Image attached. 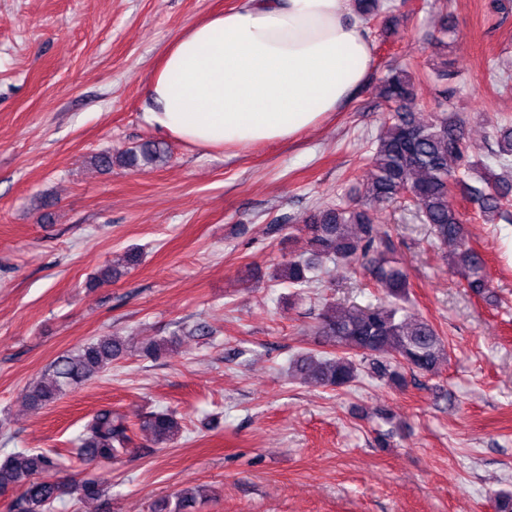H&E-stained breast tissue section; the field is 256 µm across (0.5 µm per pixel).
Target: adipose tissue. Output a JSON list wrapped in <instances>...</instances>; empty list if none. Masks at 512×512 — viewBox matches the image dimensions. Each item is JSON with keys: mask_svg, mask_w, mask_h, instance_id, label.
<instances>
[{"mask_svg": "<svg viewBox=\"0 0 512 512\" xmlns=\"http://www.w3.org/2000/svg\"><path fill=\"white\" fill-rule=\"evenodd\" d=\"M373 64L353 0H238L172 38L143 120L205 150L286 144L337 112Z\"/></svg>", "mask_w": 512, "mask_h": 512, "instance_id": "obj_1", "label": "adipose tissue"}]
</instances>
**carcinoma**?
Wrapping results in <instances>:
<instances>
[{"instance_id":"obj_1","label":"carcinoma","mask_w":512,"mask_h":512,"mask_svg":"<svg viewBox=\"0 0 512 512\" xmlns=\"http://www.w3.org/2000/svg\"><path fill=\"white\" fill-rule=\"evenodd\" d=\"M365 21L377 20L392 10L386 0H356ZM441 84L438 106L448 111L456 73L443 62L434 71ZM385 101L397 106L374 141L372 174L358 205H336L310 216L302 225L309 239V256L292 257L281 263L276 278L299 291L319 280L328 261L352 266L367 260L375 283L384 297L376 304L342 314L327 302L318 313L315 333L332 351H310L293 360L289 370L306 382L332 390L349 386L365 369L389 384L404 388L405 371L433 374L447 360L439 330L428 318L412 312L410 282L395 258V244L380 234L372 211L394 203L408 204L420 223L434 237L452 246L451 265L461 274L464 288L489 304L496 302L490 287L487 261L472 247L461 213L451 204L458 190L473 204L487 224L508 219L512 205V125H495L498 174L486 164L470 160L458 124L446 117L423 123L405 111L415 97V85L407 71L391 69L381 87ZM166 157L153 142L138 144L122 154V162L141 170L151 169ZM127 348L118 338L105 337L83 343L56 357L48 376L31 383L24 392L26 404L39 409L66 391L78 389L88 378L112 368ZM177 412L168 408L152 411L135 421L111 409L98 410L84 426L77 454L86 460L112 462L129 452L132 435L139 430L156 445H166L181 431ZM56 467L42 452L20 448L0 460V495L12 490V512H51L66 494L83 499L105 495L104 484L87 479L51 483L38 474ZM199 492L180 490L155 502L152 512H193Z\"/></svg>"}]
</instances>
